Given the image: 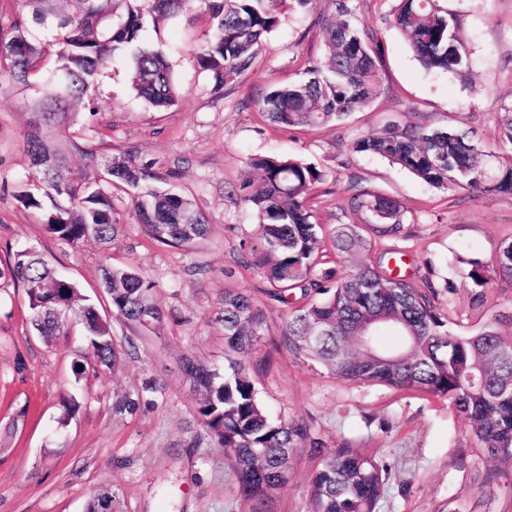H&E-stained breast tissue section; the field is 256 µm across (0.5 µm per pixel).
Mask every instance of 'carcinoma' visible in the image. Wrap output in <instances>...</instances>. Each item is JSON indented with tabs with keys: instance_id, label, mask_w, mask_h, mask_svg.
Here are the masks:
<instances>
[{
	"instance_id": "cac0c4a2",
	"label": "carcinoma",
	"mask_w": 512,
	"mask_h": 512,
	"mask_svg": "<svg viewBox=\"0 0 512 512\" xmlns=\"http://www.w3.org/2000/svg\"><path fill=\"white\" fill-rule=\"evenodd\" d=\"M284 2L20 0V8L0 18V88L32 92L24 149L40 179L17 195L18 202L39 215L47 234L72 246L114 241L127 209L160 245L189 248L206 239V214L176 185L179 165L162 173L130 151L109 160L101 153L102 141L95 140L98 130L83 133L74 127L82 126L85 112L95 111L91 91L118 52L132 51L130 81L137 96L159 111L177 103L166 56L141 40L146 21L156 25L195 5L203 8L211 32L194 58L213 89L221 90L255 69L266 39L280 24ZM334 2V14L322 24L326 61L312 63L307 78L274 86L258 99L269 124L312 131L344 121L381 93L376 32L356 19L351 0ZM445 2L398 0L389 22L426 69L463 75L469 50L460 19ZM35 27L51 30V38L33 37ZM47 58L52 66L45 70L41 63ZM499 140L512 147V104L500 115ZM352 149L377 155L435 188L512 193V159L483 150L469 129L389 123ZM249 165L257 177L231 190V196L256 213L259 237L240 264L258 270L267 303L284 309L283 336L293 354L340 381L447 399L469 423L474 449L495 461L496 474L512 475V336L490 324L472 334L452 333L434 284L418 289L409 277L388 274L362 258L383 240L408 236L407 209L395 199L359 192L349 206L371 214V236L358 224L327 230L309 206L314 187L325 180L322 170L274 156L252 157ZM331 250L355 259L347 272L331 265ZM459 262L470 266L476 286L488 284L484 265L463 257ZM497 272L512 278V240L501 244ZM2 279L24 289L32 328L46 342L64 334L65 327L46 310L45 301L54 299L80 313L88 353L72 362L75 379L83 377L77 366L89 354L107 367L120 362L122 350L109 322L47 259L18 249L0 267ZM103 283L113 313L125 324L145 328L143 317L150 312L164 318L152 300V285L135 267L107 266ZM377 317L390 318L379 331L390 330L401 339L388 360L364 359L353 342L365 322ZM218 322L235 359L222 372L189 359L185 373L195 388L201 423L224 448L242 496L261 512L286 479V458L306 443L318 451L324 444L304 420L274 419L257 396L244 360L260 341L265 314L250 291L224 290ZM314 327L320 330L316 340L310 339ZM382 472L346 441L327 449L311 479L309 512H376ZM107 502L112 512H123L118 490L110 484L93 492L86 512H102Z\"/></svg>"
}]
</instances>
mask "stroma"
Returning a JSON list of instances; mask_svg holds the SVG:
<instances>
[{"label":"stroma","instance_id":"35a3bbf8","mask_svg":"<svg viewBox=\"0 0 512 512\" xmlns=\"http://www.w3.org/2000/svg\"><path fill=\"white\" fill-rule=\"evenodd\" d=\"M358 19L381 42L382 92L347 121L312 131L269 126L254 102L268 87L301 79L325 56L315 19L331 14V0L284 10L282 25L264 44L252 73L214 93L194 66L192 51L211 28L208 14L146 27L144 42L163 49L174 66L178 103L163 112L135 97L129 55L113 57L96 87L92 122L109 143L107 156L133 146L141 160H182L181 187L205 212L208 239L192 249L151 241L131 214L109 249L72 247L49 237L37 214L16 199L37 173L23 149L28 118L23 94L0 90V258L33 246L43 252L109 320L117 344L133 341L116 367L88 359L82 380L71 363L87 345L72 321L52 344L34 336L23 289H0V427L15 407L25 422L0 452V512H84L101 484L119 489L125 512H252L242 499L224 450L195 412L196 394L183 360L221 369L228 363L217 320L224 291L255 289V270L237 264L240 243L258 235V220L230 195L252 176L253 155L293 157L325 172L310 205L318 223L362 224L348 200L361 189L399 201L412 219L401 241L416 287L440 288L448 319L459 333L500 319L512 333V279L496 274V257L512 239V194L481 195L436 189L380 157L353 152L355 140L377 134L388 121L473 130L480 145L499 151L498 120L512 104V0H448L470 48L467 78L425 70L402 33L388 23L396 0H353ZM491 269L486 287L468 276V260ZM137 267L153 284L165 318L160 329L115 319L101 287L106 265ZM208 270L205 277L194 266ZM266 326L246 366L262 403L281 419L302 418L327 447L349 440L385 470L377 512H512V495L484 482L492 467L473 449L471 428L444 399L415 391L339 381L296 359L282 339L280 307L264 308ZM134 411H118L124 398ZM77 408L65 413L67 400ZM323 456L299 449L290 474L265 512H307L310 481Z\"/></svg>","mask_w":512,"mask_h":512}]
</instances>
